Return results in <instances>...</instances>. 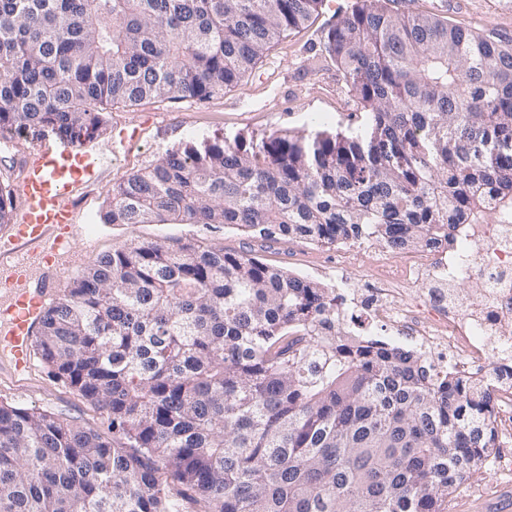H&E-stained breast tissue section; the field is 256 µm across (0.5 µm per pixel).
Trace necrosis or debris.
<instances>
[{"mask_svg": "<svg viewBox=\"0 0 512 512\" xmlns=\"http://www.w3.org/2000/svg\"><path fill=\"white\" fill-rule=\"evenodd\" d=\"M455 237V248L441 239L366 268L371 291L337 294L336 317L380 327L391 341L428 355L436 371L451 367L491 385L496 423L507 438L512 389L496 379L512 372V217L498 212L492 223L459 225ZM471 278L478 296L460 299L454 282Z\"/></svg>", "mask_w": 512, "mask_h": 512, "instance_id": "necrosis-or-debris-1", "label": "necrosis or debris"}]
</instances>
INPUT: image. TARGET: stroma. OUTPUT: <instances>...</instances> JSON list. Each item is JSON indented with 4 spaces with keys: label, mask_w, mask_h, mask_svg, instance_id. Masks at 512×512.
I'll list each match as a JSON object with an SVG mask.
<instances>
[{
    "label": "stroma",
    "mask_w": 512,
    "mask_h": 512,
    "mask_svg": "<svg viewBox=\"0 0 512 512\" xmlns=\"http://www.w3.org/2000/svg\"><path fill=\"white\" fill-rule=\"evenodd\" d=\"M354 2L325 0L307 26L272 44L252 71L208 100H150L114 106L105 116L103 130L83 143L89 152L109 158L110 164L100 181L85 188L78 204L79 221L87 229L69 244L75 260L62 267L59 286H66L89 261L115 246L161 239L200 241L230 254H253L290 273L334 287L336 252L330 247L298 239L264 244L224 225L106 224L100 213L113 186L151 167L169 151L236 141L259 151L273 137L301 135L310 139L320 132L365 133L368 114L357 104L342 71L325 50L328 30ZM447 2L440 13L449 21L477 30L496 28L512 33V0ZM41 138V133L29 132L0 145V184L18 187L21 160ZM0 400L54 412L90 427L107 426L83 399L40 366L22 383L0 373ZM511 453V438L489 449L486 463L449 498L448 512H512V479H499L494 470L495 459Z\"/></svg>",
    "instance_id": "stroma-1"
}]
</instances>
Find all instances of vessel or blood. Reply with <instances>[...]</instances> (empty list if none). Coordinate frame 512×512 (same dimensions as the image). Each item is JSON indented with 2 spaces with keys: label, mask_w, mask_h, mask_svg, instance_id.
I'll use <instances>...</instances> for the list:
<instances>
[{
  "label": "vessel or blood",
  "mask_w": 512,
  "mask_h": 512,
  "mask_svg": "<svg viewBox=\"0 0 512 512\" xmlns=\"http://www.w3.org/2000/svg\"><path fill=\"white\" fill-rule=\"evenodd\" d=\"M104 167L102 156L61 142L40 143L24 161L19 222L12 240L0 243L9 258L0 266V367L16 381L33 368V329L78 227L74 203ZM17 240L39 243V254L15 250Z\"/></svg>",
  "instance_id": "vessel-or-blood-1"
}]
</instances>
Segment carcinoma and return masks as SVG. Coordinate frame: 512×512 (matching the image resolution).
I'll return each instance as SVG.
<instances>
[{
	"mask_svg": "<svg viewBox=\"0 0 512 512\" xmlns=\"http://www.w3.org/2000/svg\"><path fill=\"white\" fill-rule=\"evenodd\" d=\"M323 0H0V129L93 136L117 104L209 99ZM326 51L367 135L162 155L106 224L391 248L512 209V36L359 0ZM466 143L438 147L448 129ZM15 214L0 184V224ZM34 355L105 431L0 401V512H448L496 444L485 387L347 331L336 289L250 254L131 241L47 305Z\"/></svg>",
	"mask_w": 512,
	"mask_h": 512,
	"instance_id": "cac0c4a2",
	"label": "carcinoma"
}]
</instances>
